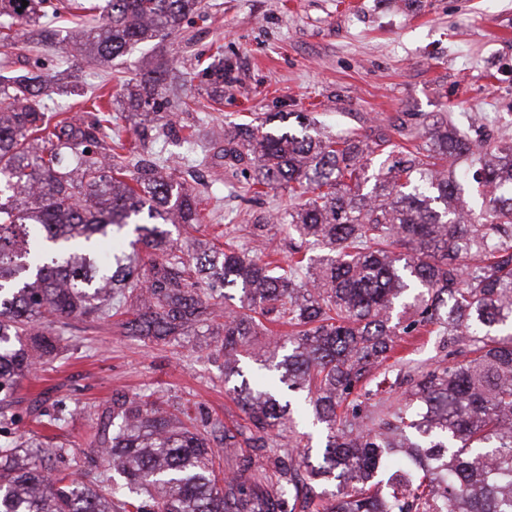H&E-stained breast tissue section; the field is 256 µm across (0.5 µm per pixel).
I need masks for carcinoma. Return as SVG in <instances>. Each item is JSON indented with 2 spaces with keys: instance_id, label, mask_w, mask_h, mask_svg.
Instances as JSON below:
<instances>
[{
  "instance_id": "carcinoma-1",
  "label": "carcinoma",
  "mask_w": 512,
  "mask_h": 512,
  "mask_svg": "<svg viewBox=\"0 0 512 512\" xmlns=\"http://www.w3.org/2000/svg\"><path fill=\"white\" fill-rule=\"evenodd\" d=\"M27 2L0 0V423L20 379L57 354L63 331L47 324L107 321L131 301L124 328L144 343L224 318L226 379L268 325L291 326L263 362L306 392L326 442L316 463L284 452L291 402L266 387L233 389L244 423L219 437L146 396L116 398L98 428L115 476L56 472L64 448L0 440V512H512V141L436 115L327 140L306 134L300 114L298 131L236 124L225 154L251 171L248 190L308 195L277 218L288 266L233 243L190 265L161 225L203 223L197 194L143 159L125 180L130 147L103 92L73 84L86 119L51 123L53 75L14 27L104 64L177 35L203 0ZM200 74L224 92V61ZM163 76L126 87L127 109L159 120ZM375 154L384 167L371 174ZM272 228L264 215L247 225L256 238ZM131 232L152 258L117 249L102 261L103 243ZM306 244L326 261L312 266ZM217 281L240 290L241 311L222 310ZM419 330L436 338L432 363L391 360L395 337ZM380 366L405 395L395 406L367 403ZM215 442L256 448L266 464L222 478ZM323 481L336 492L316 501L312 484Z\"/></svg>"
}]
</instances>
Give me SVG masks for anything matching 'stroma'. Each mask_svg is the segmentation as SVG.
Masks as SVG:
<instances>
[{
  "label": "stroma",
  "instance_id": "stroma-1",
  "mask_svg": "<svg viewBox=\"0 0 512 512\" xmlns=\"http://www.w3.org/2000/svg\"><path fill=\"white\" fill-rule=\"evenodd\" d=\"M205 13L174 37L130 49L111 65H83L92 84L107 79L119 93L157 63H167L166 87L190 104L174 118L169 137L121 123L129 142L155 140L176 160L173 176L200 192L206 230L171 227L178 254L191 258L212 247L211 228L276 216L298 197L278 189L261 197L246 192L224 156V131L259 120L275 131L281 117L300 112L309 134L365 133L400 112H441L467 126L478 117L512 135V0H203ZM223 60L224 93L201 83L197 60ZM193 133L201 163L183 160L179 142ZM122 316L111 322L69 319L57 357L24 377L10 411V437L64 445L76 462L96 456L98 416L123 394L149 396L169 413L189 410L200 430L240 424L243 414L230 385L268 382L258 363L267 340L241 358V373L224 377L214 353L222 338L204 326L180 344L144 345L127 336ZM65 406L56 427L39 423L35 407Z\"/></svg>",
  "mask_w": 512,
  "mask_h": 512
}]
</instances>
